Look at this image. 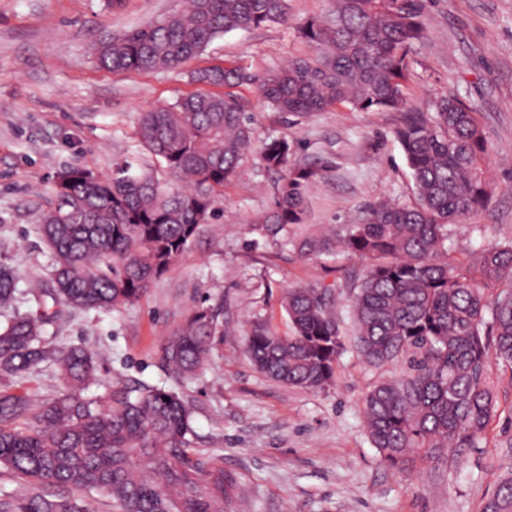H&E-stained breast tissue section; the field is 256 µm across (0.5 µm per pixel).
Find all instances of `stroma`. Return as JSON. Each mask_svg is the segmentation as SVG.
Masks as SVG:
<instances>
[{
  "mask_svg": "<svg viewBox=\"0 0 512 512\" xmlns=\"http://www.w3.org/2000/svg\"><path fill=\"white\" fill-rule=\"evenodd\" d=\"M184 0H0V261L18 273L12 312L37 310L34 284L51 281L53 257L40 244L35 216L49 209L56 172L78 165L111 173L115 162L145 160L141 112L198 91L194 72L212 66L272 72L310 53L296 28L325 13L329 0H289L287 22L216 37L173 70L113 73L93 56L104 37L181 11ZM424 39L409 53L406 94L424 108L454 95L481 115L490 181L486 205L454 224L448 257L468 260L512 238V0H428ZM237 93L253 117L255 144L287 139L292 159L326 168L307 192L298 237L354 223L368 204L416 201L411 171L394 132L397 112L337 105L310 116L268 109L258 93ZM282 175L247 154L224 187L222 211L134 304L114 311L62 310L42 327L45 340L97 354V379L83 393L110 404L140 386L180 393L193 409L190 455L223 466L234 512H483L512 469V367L493 368L497 414L479 447L404 476L386 466L363 427L362 400L402 374L407 358L372 366L347 348L336 383L313 391L274 381L244 353L253 320L287 332L284 291L327 286L345 338H353L349 298L367 263L342 248L310 259L264 237L255 220L268 211ZM223 303L210 362L177 380L163 366L164 345L201 303ZM34 405L64 390L56 368L40 365L0 385Z\"/></svg>",
  "mask_w": 512,
  "mask_h": 512,
  "instance_id": "35a3bbf8",
  "label": "stroma"
}]
</instances>
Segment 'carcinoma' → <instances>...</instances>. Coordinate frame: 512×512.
<instances>
[{"instance_id":"obj_1","label":"carcinoma","mask_w":512,"mask_h":512,"mask_svg":"<svg viewBox=\"0 0 512 512\" xmlns=\"http://www.w3.org/2000/svg\"><path fill=\"white\" fill-rule=\"evenodd\" d=\"M426 0H333L322 16L298 26L313 54L270 73L210 67L192 93L140 114L137 134L162 165V184L128 161L94 178L68 166L53 182L55 202L40 217L53 256L47 300L71 309H118L137 301L215 217L224 184L252 150L251 118L235 89H256L274 111L298 116L342 104L403 114L395 137L411 170L417 202L368 205L339 238L310 234L288 242L319 257L340 245L369 261L351 308L356 353L371 365L414 352L408 370L363 399L365 426L384 464L411 474L425 462L476 448L496 413L492 361L512 365V241L475 253L468 265L443 259L448 227L483 207L489 181L479 113L448 96L427 110L404 94L411 48L423 38ZM288 0H187L184 11L101 40L96 64L112 72L175 69L217 36L289 18ZM286 139L262 145L266 169L283 172L273 206L257 229L275 236L300 224L309 185L325 169L290 162ZM501 290L489 300L488 290ZM16 294V274L0 263V308ZM329 287L290 288L282 298L289 328L250 324L246 354L269 378L309 390L335 382L345 349ZM223 307L195 309L164 347L167 369L192 377L210 358ZM42 318L16 315L0 327V380L50 362L67 390L32 411L30 400L0 389V469L57 488L0 500V512H86L72 489L107 486L114 512H232L224 468L188 453L192 411L178 392L143 386L109 407L81 392L98 358L78 347L41 341ZM25 422L22 428L19 423ZM484 512H512V472Z\"/></svg>"}]
</instances>
